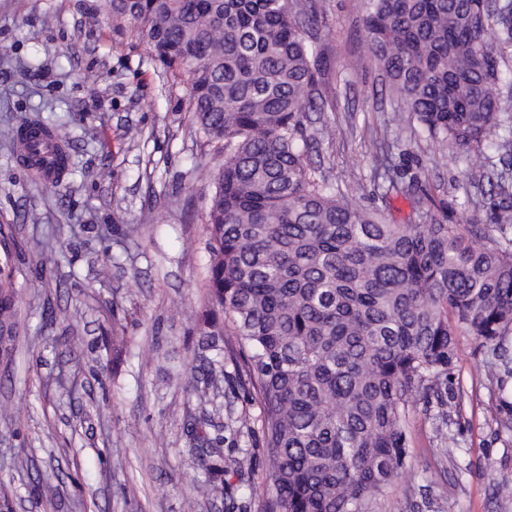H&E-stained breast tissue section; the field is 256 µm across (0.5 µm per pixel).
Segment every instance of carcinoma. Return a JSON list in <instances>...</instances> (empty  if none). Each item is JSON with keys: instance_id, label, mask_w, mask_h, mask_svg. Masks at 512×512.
Masks as SVG:
<instances>
[{"instance_id": "1", "label": "carcinoma", "mask_w": 512, "mask_h": 512, "mask_svg": "<svg viewBox=\"0 0 512 512\" xmlns=\"http://www.w3.org/2000/svg\"><path fill=\"white\" fill-rule=\"evenodd\" d=\"M368 47L424 132L454 153L487 141L496 222L390 224L343 200L308 163L307 118L320 57L300 20L311 0H107L174 77L188 76L198 130L224 146L207 198L208 301L246 354L262 405L263 512H367L405 474L402 426L441 394L465 332L512 377V128H502V68L512 0H363ZM60 151L56 178L75 174ZM0 328L15 325L10 250L0 242ZM215 495L239 467L195 449Z\"/></svg>"}]
</instances>
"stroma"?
<instances>
[{
	"label": "stroma",
	"instance_id": "35a3bbf8",
	"mask_svg": "<svg viewBox=\"0 0 512 512\" xmlns=\"http://www.w3.org/2000/svg\"><path fill=\"white\" fill-rule=\"evenodd\" d=\"M321 55L312 161L347 200L389 223L495 221L484 169L422 136L367 50L361 0H316ZM402 120H394L395 112ZM50 118L82 173L32 182L6 130ZM330 125L332 137L320 136ZM406 193L375 179L377 145ZM224 153L196 130L185 78L118 32L104 0H0V226L13 239L17 338L0 363V512H262L270 492L261 406L242 355L209 410L241 469L213 495L191 453L199 410L186 372L200 363L208 279L206 197ZM50 237L47 249L34 239ZM472 336L457 338L456 407L419 402L404 423L406 476L369 512H512V378L491 381ZM251 427L237 429L240 414ZM448 424V442L436 428Z\"/></svg>",
	"mask_w": 512,
	"mask_h": 512
}]
</instances>
